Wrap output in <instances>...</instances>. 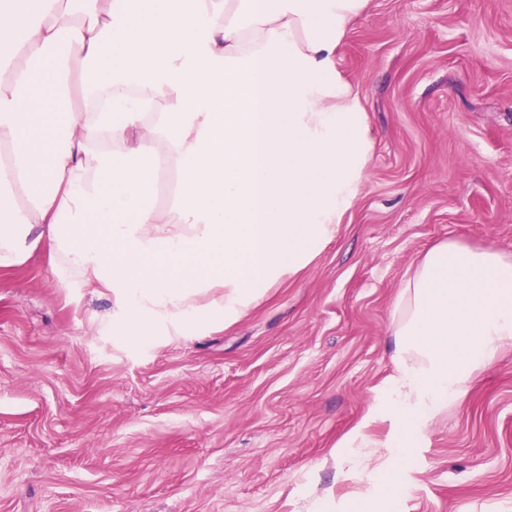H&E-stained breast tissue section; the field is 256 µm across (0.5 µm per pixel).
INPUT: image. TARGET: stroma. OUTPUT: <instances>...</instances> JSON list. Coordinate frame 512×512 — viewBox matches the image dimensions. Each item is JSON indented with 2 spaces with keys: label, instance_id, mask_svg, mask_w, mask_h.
Instances as JSON below:
<instances>
[{
  "label": "stroma",
  "instance_id": "stroma-1",
  "mask_svg": "<svg viewBox=\"0 0 512 512\" xmlns=\"http://www.w3.org/2000/svg\"><path fill=\"white\" fill-rule=\"evenodd\" d=\"M375 142L336 238L240 319L133 350L111 292L0 269V512H346L337 445L392 373L403 278L512 255V0H368L339 56ZM395 512H512V348L409 450Z\"/></svg>",
  "mask_w": 512,
  "mask_h": 512
}]
</instances>
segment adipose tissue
<instances>
[{
  "label": "adipose tissue",
  "instance_id": "ef3b65f1",
  "mask_svg": "<svg viewBox=\"0 0 512 512\" xmlns=\"http://www.w3.org/2000/svg\"><path fill=\"white\" fill-rule=\"evenodd\" d=\"M366 2L0 0V268L44 250L59 279L112 292V333L132 348L160 325L244 316L359 194L373 144L338 59ZM388 333L387 452L358 429L338 453L383 494L351 512H390L409 448L512 347V258L434 245Z\"/></svg>",
  "mask_w": 512,
  "mask_h": 512
}]
</instances>
